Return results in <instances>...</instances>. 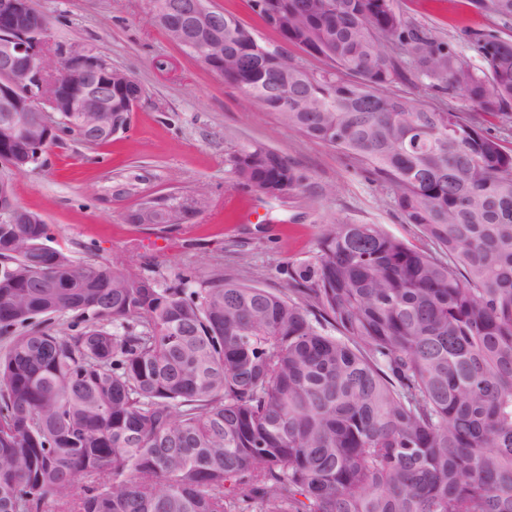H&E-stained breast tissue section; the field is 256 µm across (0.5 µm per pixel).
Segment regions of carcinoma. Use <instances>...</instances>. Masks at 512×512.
<instances>
[{"mask_svg":"<svg viewBox=\"0 0 512 512\" xmlns=\"http://www.w3.org/2000/svg\"><path fill=\"white\" fill-rule=\"evenodd\" d=\"M250 2L323 67L263 56L226 14L224 80L365 163L432 251L330 224L275 291L167 284L7 225L0 512H512V151L393 92L409 69L511 112L512 37L463 31L475 64L394 0ZM470 3L512 22V0ZM232 162L266 197L303 181L259 143Z\"/></svg>","mask_w":512,"mask_h":512,"instance_id":"obj_1","label":"carcinoma"}]
</instances>
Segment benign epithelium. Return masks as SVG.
Listing matches in <instances>:
<instances>
[{
	"label": "benign epithelium",
	"instance_id": "obj_1",
	"mask_svg": "<svg viewBox=\"0 0 512 512\" xmlns=\"http://www.w3.org/2000/svg\"><path fill=\"white\" fill-rule=\"evenodd\" d=\"M150 12L173 43L222 72L224 12L212 0H179L172 8L150 0ZM127 86L141 89L93 51L54 43L50 22L32 0H0V143L26 144L20 154L1 150V167L18 173L40 163L45 146L59 133L63 112L80 113L88 143L101 130L126 131L140 95L119 102L112 92ZM133 214L141 224L183 222L182 215L154 206L151 197L141 199ZM34 223L36 216L16 201L11 179L1 175L0 224Z\"/></svg>",
	"mask_w": 512,
	"mask_h": 512
}]
</instances>
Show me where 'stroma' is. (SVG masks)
<instances>
[{"instance_id":"obj_1","label":"stroma","mask_w":512,"mask_h":512,"mask_svg":"<svg viewBox=\"0 0 512 512\" xmlns=\"http://www.w3.org/2000/svg\"><path fill=\"white\" fill-rule=\"evenodd\" d=\"M53 40L86 49L143 88L126 132L90 144L65 135L37 170L13 177L17 202L40 215L52 245L75 260H98L159 279L190 269L221 273L270 290L286 288L288 268L313 262L317 243L336 222L376 224L418 249L430 244L404 223L388 184L340 150L282 126L236 86L172 43L147 0H36ZM409 25L458 44L463 30H507L469 0H396ZM396 93L461 113L512 150V114L487 117L458 96H441L411 79ZM258 142L288 157L302 187L274 200L238 183L230 156ZM206 196L185 224H132L142 197Z\"/></svg>"}]
</instances>
